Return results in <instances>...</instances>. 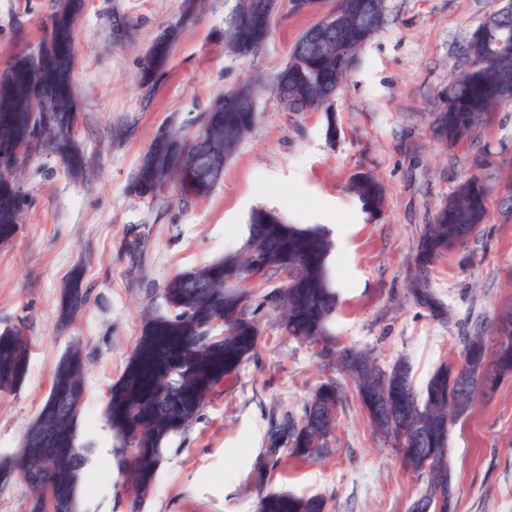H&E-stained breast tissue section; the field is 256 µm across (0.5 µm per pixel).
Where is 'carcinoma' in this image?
<instances>
[{
	"instance_id": "1",
	"label": "carcinoma",
	"mask_w": 512,
	"mask_h": 512,
	"mask_svg": "<svg viewBox=\"0 0 512 512\" xmlns=\"http://www.w3.org/2000/svg\"><path fill=\"white\" fill-rule=\"evenodd\" d=\"M224 47L240 58L254 57L265 47L270 25H255L250 17L262 0H225ZM372 4L386 16L385 0H340L332 29L316 23L297 39L285 67L274 77L278 99L292 111L326 109L334 80L346 79L361 48L351 28L353 14ZM80 0H58L42 51L16 57L12 74L0 80V242L13 238L24 192L17 179L22 160L32 151L62 161L78 178L89 167L76 136L81 112L74 94L70 63L74 58L75 22ZM176 34L159 36L142 66V80L153 87L167 70ZM468 68L448 90V106L434 120V133L456 144L488 122L490 112L512 104V50L494 55L484 38L473 33L466 48ZM244 84L214 99L198 118L192 133L162 130L151 142L137 174L142 197L156 198L173 181L181 180L179 199L205 198L223 177L224 147H238L257 120L255 92ZM205 157L206 166L188 169L185 161ZM352 191L371 215L384 207V193L372 175L357 176ZM487 188L475 173L460 181L453 195L424 225L415 254L418 278L426 276L441 257L465 245L486 217ZM248 240L267 254L254 277L271 280L288 272L277 301L263 295L259 306L282 316L280 327L307 342H325L323 358L350 375L372 428L395 449L407 448L404 465L426 479L420 499L430 512H449L454 494L448 473V432L455 419L452 406L469 410L491 376L482 370L489 356L512 363V340L489 349L484 327L475 325L465 337L462 367L467 383L454 377L455 366L443 364L419 395L408 366L399 362L387 372L367 351L338 345L333 336L339 298L333 286L329 258L334 249L330 233L319 226L287 224L272 212L253 211ZM250 265L248 249L229 253L201 268L178 272L162 288L167 311L144 320L135 350L123 374L112 385L105 417L130 468L133 508L142 493L154 490L169 438L186 430L197 418L206 397L235 374L261 342L250 315L252 295L228 284L236 270ZM88 291L77 272L64 288L58 320H73L84 308ZM28 369V341L22 330L0 333V388L22 381ZM341 394L334 382L321 384L301 419L285 414L270 437L268 454L286 446L300 458L319 454L336 422L324 420L327 408L338 409ZM85 399L84 357L70 348L52 369L48 398L30 426L21 448L0 458V472H16L31 492L47 484L53 489L51 508L34 501L29 512H78V482L85 463L76 445L79 410ZM257 512H328V500L270 491L259 499Z\"/></svg>"
}]
</instances>
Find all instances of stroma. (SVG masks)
Segmentation results:
<instances>
[{
  "label": "stroma",
  "instance_id": "stroma-1",
  "mask_svg": "<svg viewBox=\"0 0 512 512\" xmlns=\"http://www.w3.org/2000/svg\"><path fill=\"white\" fill-rule=\"evenodd\" d=\"M55 3L0 0V69L38 48ZM335 7L336 0H277L265 49L242 59L224 48V0H205L187 21L182 0H85L73 81L82 112L77 138L93 163L75 181L57 159L31 153L18 172V231L0 244V331L22 329L30 346L23 381L0 389V456L19 450L49 395L54 364L80 346V512H255L270 490L324 496L331 512H409L419 497L424 479L373 431L349 376L285 334L265 309L255 314L257 350L167 441L158 483L140 510L131 507L124 458L104 416L144 315L166 311L165 281L239 250L258 208L290 224L344 231V247L330 257L340 301L335 333L341 345L370 351L382 369L406 361L416 389L440 365L461 362L475 321L489 330L512 309V106L455 145L432 132L449 83L464 70L463 50L496 0H386L384 29L359 51L330 111L292 112L271 91L259 92L258 120L209 196L180 205L174 183L152 202L136 195L140 163L161 129L192 123L254 74L273 78L298 36ZM174 26L168 72L146 88L143 59ZM475 171L489 189L487 217L465 247L431 269L436 314L410 292L419 235ZM362 172L384 190L374 218L350 189ZM135 225L143 241L132 257L124 241ZM77 268L90 297L62 326L61 290ZM328 381L341 388L342 403L322 455L303 460L285 451L271 460L272 414L301 418ZM448 468L451 512H512V375L453 421Z\"/></svg>",
  "mask_w": 512,
  "mask_h": 512
}]
</instances>
